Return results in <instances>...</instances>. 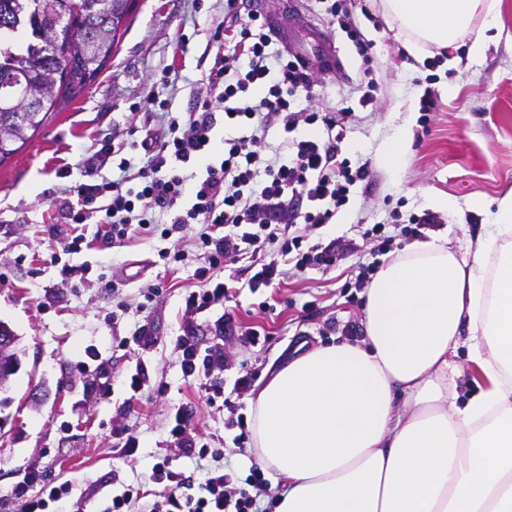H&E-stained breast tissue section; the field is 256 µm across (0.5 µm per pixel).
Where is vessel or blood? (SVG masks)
I'll use <instances>...</instances> for the list:
<instances>
[{"mask_svg": "<svg viewBox=\"0 0 512 512\" xmlns=\"http://www.w3.org/2000/svg\"><path fill=\"white\" fill-rule=\"evenodd\" d=\"M268 27L286 51L302 63L335 75L339 57L332 36L294 6L271 12Z\"/></svg>", "mask_w": 512, "mask_h": 512, "instance_id": "b4317fda", "label": "vessel or blood"}]
</instances>
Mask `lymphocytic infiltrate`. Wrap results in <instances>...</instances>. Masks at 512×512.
Wrapping results in <instances>:
<instances>
[{
  "label": "lymphocytic infiltrate",
  "instance_id": "1",
  "mask_svg": "<svg viewBox=\"0 0 512 512\" xmlns=\"http://www.w3.org/2000/svg\"><path fill=\"white\" fill-rule=\"evenodd\" d=\"M220 50L194 96L189 112H175L169 100L148 98L150 111L160 113V130L130 126L131 149L141 151L142 166L118 157L114 143L83 157L84 182L64 191L61 210L71 224H96L114 242L139 241L154 234L168 237L187 226L202 230L194 247L202 261L194 276L197 289L185 297L187 308L201 310L229 299L232 282H215L225 260L272 250L270 261L253 265L250 291L270 287L286 268L304 271L333 266L352 252V240L308 244L313 230L331 223L337 208L349 200L352 186L366 181L367 166H352L340 157L343 138L338 128L352 110L301 107L302 94L311 92L315 76L297 60L273 47L263 15L241 17L238 0H224V18L210 35ZM282 122L285 139L266 145L269 126ZM234 130L214 141L217 123ZM317 128L316 136L298 135L299 126ZM206 165L196 181L183 166L201 160ZM116 164L120 175L102 177ZM306 209H299V202ZM184 379H198L223 370V348L198 351L192 337L180 343ZM169 435L179 457L205 458L210 453L203 435L195 433L183 412H176ZM179 457H164L152 468L161 499L151 512H258L259 496L268 482L259 464H251L246 479L234 470L215 469L199 482L196 494L185 492L186 478ZM70 487L45 481L37 472L24 473L12 496L22 512H67Z\"/></svg>",
  "mask_w": 512,
  "mask_h": 512
}]
</instances>
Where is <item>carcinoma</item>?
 <instances>
[{"label": "carcinoma", "mask_w": 512, "mask_h": 512, "mask_svg": "<svg viewBox=\"0 0 512 512\" xmlns=\"http://www.w3.org/2000/svg\"><path fill=\"white\" fill-rule=\"evenodd\" d=\"M136 0H0V165L109 61Z\"/></svg>", "instance_id": "carcinoma-1"}]
</instances>
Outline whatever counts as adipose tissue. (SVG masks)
Returning <instances> with one entry per match:
<instances>
[{
	"mask_svg": "<svg viewBox=\"0 0 512 512\" xmlns=\"http://www.w3.org/2000/svg\"><path fill=\"white\" fill-rule=\"evenodd\" d=\"M405 48L481 56L488 0H383ZM486 21L472 30L477 13ZM365 337L290 360L252 398L260 464L281 481L274 512H512V191L475 249L417 240L366 291ZM480 370L466 397L454 359Z\"/></svg>",
	"mask_w": 512,
	"mask_h": 512,
	"instance_id": "obj_1",
	"label": "adipose tissue"
}]
</instances>
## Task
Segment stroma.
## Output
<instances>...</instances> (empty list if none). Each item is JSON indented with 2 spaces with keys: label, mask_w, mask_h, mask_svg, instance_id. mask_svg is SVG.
<instances>
[{
  "label": "stroma",
  "mask_w": 512,
  "mask_h": 512,
  "mask_svg": "<svg viewBox=\"0 0 512 512\" xmlns=\"http://www.w3.org/2000/svg\"><path fill=\"white\" fill-rule=\"evenodd\" d=\"M493 2L500 40L473 58L472 37L464 35L430 71L424 61L433 57V46L416 58L408 54L405 36L385 16L381 0H347L367 51L359 53L345 33L335 31L344 69L337 77H321L311 105L355 109L342 154L353 165H367L370 178L355 186L349 203L319 234L355 240L356 251L327 270L289 272L279 286L256 294L245 286L250 257H237L223 273L239 281V293L190 313L184 294L197 286L193 248L175 267L158 255L171 240L158 236L127 246L103 241L94 250L53 258L62 226L57 201L64 188L81 181V155L106 138L126 142L129 120L158 129L157 118L142 110L150 96L169 100L172 111H190L216 52L210 31L222 16V0H139L109 65L0 166V321L16 335L19 358L16 373L0 387V512H21L9 493L26 470L69 483L73 512H103L125 484L140 490L134 512H148L161 491L152 468L175 453L168 424L179 409L221 451L217 458L182 459L192 482L227 464L247 476L255 458L252 443L234 444V431L224 427L228 410L207 402L208 380L184 381L179 339L191 334L200 348L223 346L225 389L252 374L251 390L237 399L242 414H249L254 389L288 360L340 341L330 322L353 324L354 339L362 338L363 304L350 302L344 286L360 265L374 260L359 225L385 221L394 210L422 214L431 209L430 197L442 196L454 209L439 211L437 232L454 247L480 237L499 198L512 188V0ZM170 68L177 78L167 83L163 75ZM372 77L376 101L360 107L361 88ZM427 92L436 100L430 120L413 121L411 151L398 174L390 175L383 150L391 131L405 113L419 112ZM475 198L483 207H471ZM152 286L162 290L159 301L141 307L142 291ZM120 302L126 311H117ZM227 312L230 326L218 328ZM253 326L265 329V345L243 346L241 334ZM141 327L150 346L134 339ZM90 345L102 353L110 396L89 389L98 365L85 356ZM139 368L146 378L134 393L129 382ZM116 426L138 439L134 457H121V440L112 434Z\"/></svg>",
  "instance_id": "obj_1"
}]
</instances>
